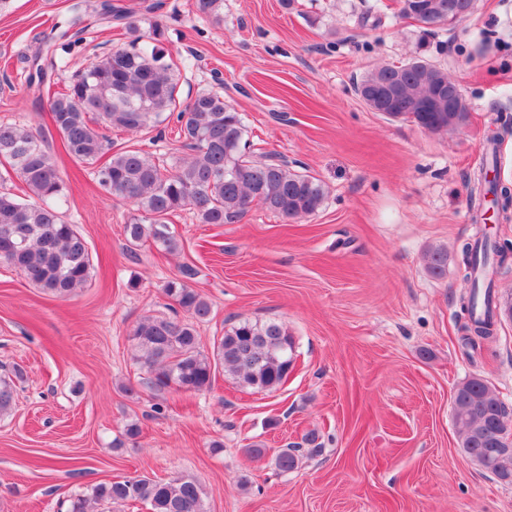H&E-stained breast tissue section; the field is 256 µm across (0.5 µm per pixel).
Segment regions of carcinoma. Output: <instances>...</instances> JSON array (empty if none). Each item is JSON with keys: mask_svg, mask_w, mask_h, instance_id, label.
I'll list each match as a JSON object with an SVG mask.
<instances>
[{"mask_svg": "<svg viewBox=\"0 0 512 512\" xmlns=\"http://www.w3.org/2000/svg\"><path fill=\"white\" fill-rule=\"evenodd\" d=\"M125 24L132 39L75 74L62 91H51V75L68 66L71 55L92 24ZM167 29L155 22L141 33L139 19L112 0H98L59 22L43 39L46 65L34 56L25 77L28 89L47 94L51 123L65 153L77 164L92 168L95 184L105 196L133 206L136 215L124 225L126 248L136 254L152 242L172 253L179 241L168 220L178 211H191L201 224H235L256 204L285 219L316 215L326 191L315 177L289 169L284 161L246 158L249 146L241 113L218 91L196 95L185 105L178 101L180 66L167 59ZM452 77L417 52L398 64L380 65L367 72L356 87L396 82L398 106L390 118L410 120L430 133L452 132L469 118L466 99L460 111L422 112L434 87ZM176 118L177 132L191 151L171 163L154 159L139 149H112L106 132L119 129L138 133ZM46 136L20 123H0V159L21 179L28 198L0 191V261L17 269L34 286L67 299L91 280L92 254L76 226L63 219L59 205L64 182L45 148ZM508 196L482 172L469 191L473 221L481 219L488 196ZM469 282L463 310L468 315L471 345L487 340L499 313L494 291L504 246L482 237L462 247ZM428 271L445 273L448 253L442 247L427 252ZM197 271L185 265L180 276L167 283L168 297L189 319L148 316L130 333L138 360L148 374L147 385L161 391L175 386L185 392L212 388L217 365L243 388L273 391L285 383L296 361L295 342L275 321L242 319L224 332L212 355L201 350L195 323L206 320L211 303L191 285ZM0 377V414L14 400L13 378ZM453 420L464 453L486 460V471L512 484V460L497 463L494 437L500 419L512 421V409L481 378L457 385ZM282 472L297 467L298 449L285 448L274 458ZM140 502L150 512H208L201 484L179 474L165 481L135 477L96 484L70 500L69 512H96L95 506L113 507Z\"/></svg>", "mask_w": 512, "mask_h": 512, "instance_id": "obj_1", "label": "carcinoma"}]
</instances>
